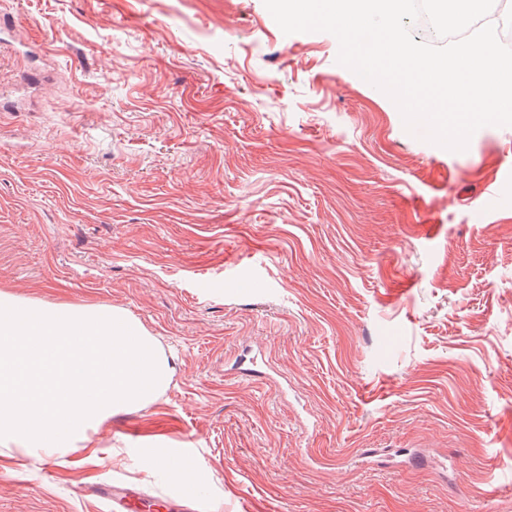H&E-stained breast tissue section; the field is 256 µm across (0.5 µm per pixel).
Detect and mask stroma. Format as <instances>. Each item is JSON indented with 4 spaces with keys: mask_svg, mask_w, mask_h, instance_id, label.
Masks as SVG:
<instances>
[{
    "mask_svg": "<svg viewBox=\"0 0 512 512\" xmlns=\"http://www.w3.org/2000/svg\"><path fill=\"white\" fill-rule=\"evenodd\" d=\"M0 291L119 307L176 370L0 512H512V126L406 132L263 0H0ZM191 453L194 498L141 451ZM91 492L106 501L109 512H132L139 491L133 487L114 488L111 485H98Z\"/></svg>",
    "mask_w": 512,
    "mask_h": 512,
    "instance_id": "1",
    "label": "stroma"
}]
</instances>
